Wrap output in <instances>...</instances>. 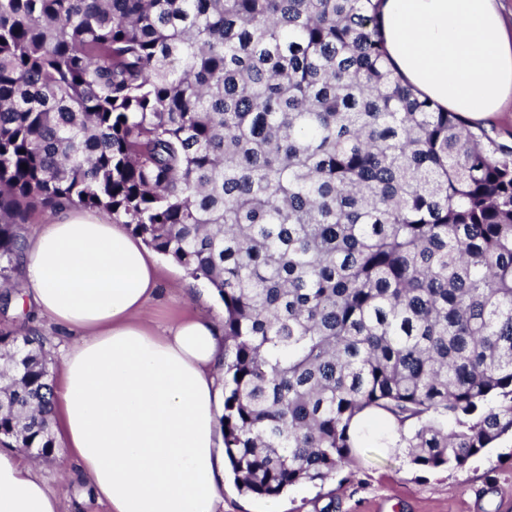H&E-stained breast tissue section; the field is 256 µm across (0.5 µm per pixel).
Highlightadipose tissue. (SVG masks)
Here are the masks:
<instances>
[{
    "mask_svg": "<svg viewBox=\"0 0 512 512\" xmlns=\"http://www.w3.org/2000/svg\"><path fill=\"white\" fill-rule=\"evenodd\" d=\"M500 0H380L387 51L405 81L484 125L512 100V31ZM20 293L61 345L51 419L62 457L108 512H224L219 417L224 323L146 313L156 254L124 225L71 210L24 237ZM39 461L0 449V512H60Z\"/></svg>",
    "mask_w": 512,
    "mask_h": 512,
    "instance_id": "ef3b65f1",
    "label": "adipose tissue"
}]
</instances>
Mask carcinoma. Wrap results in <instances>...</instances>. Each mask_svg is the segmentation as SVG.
Here are the masks:
<instances>
[{"label":"carcinoma","mask_w":512,"mask_h":512,"mask_svg":"<svg viewBox=\"0 0 512 512\" xmlns=\"http://www.w3.org/2000/svg\"><path fill=\"white\" fill-rule=\"evenodd\" d=\"M34 204L216 291L245 494L324 484L365 412L425 469L512 435V147L402 82L373 0H0L5 308ZM1 360L0 446L52 453L43 339Z\"/></svg>","instance_id":"1"}]
</instances>
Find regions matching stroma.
<instances>
[{
	"mask_svg": "<svg viewBox=\"0 0 512 512\" xmlns=\"http://www.w3.org/2000/svg\"><path fill=\"white\" fill-rule=\"evenodd\" d=\"M185 271L172 261L162 269L161 291L150 307L152 318L169 322L183 314L210 317L220 308L217 298L181 299ZM42 473L62 491L61 512H105L91 490L64 475L59 454L42 458ZM280 512H512V438L470 459L460 469L424 470L413 465L405 450L379 447L367 436L353 463L324 485L302 484L277 497Z\"/></svg>",
	"mask_w": 512,
	"mask_h": 512,
	"instance_id": "stroma-1",
	"label": "stroma"
}]
</instances>
